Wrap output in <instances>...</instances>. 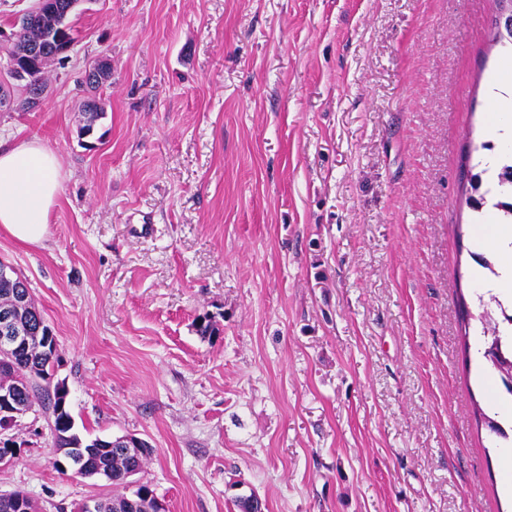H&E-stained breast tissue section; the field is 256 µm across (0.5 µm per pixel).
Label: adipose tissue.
Wrapping results in <instances>:
<instances>
[{
    "instance_id": "ef3b65f1",
    "label": "adipose tissue",
    "mask_w": 512,
    "mask_h": 512,
    "mask_svg": "<svg viewBox=\"0 0 512 512\" xmlns=\"http://www.w3.org/2000/svg\"><path fill=\"white\" fill-rule=\"evenodd\" d=\"M57 155L35 140L0 146V229L35 245L48 234V216L60 191Z\"/></svg>"
}]
</instances>
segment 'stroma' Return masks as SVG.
<instances>
[{
  "label": "stroma",
  "instance_id": "obj_1",
  "mask_svg": "<svg viewBox=\"0 0 512 512\" xmlns=\"http://www.w3.org/2000/svg\"><path fill=\"white\" fill-rule=\"evenodd\" d=\"M495 0H81L76 42L0 141L60 162L49 233L0 231L58 344L76 428L136 437L167 512H512V402L482 358L466 203L486 90L512 75ZM112 74L81 134L85 65ZM152 234L140 233L141 224ZM210 316L215 333L196 322ZM0 493L61 475L49 415L11 430Z\"/></svg>",
  "mask_w": 512,
  "mask_h": 512
}]
</instances>
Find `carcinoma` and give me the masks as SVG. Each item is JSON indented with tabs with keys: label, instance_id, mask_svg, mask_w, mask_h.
Instances as JSON below:
<instances>
[{
	"label": "carcinoma",
	"instance_id": "cac0c4a2",
	"mask_svg": "<svg viewBox=\"0 0 512 512\" xmlns=\"http://www.w3.org/2000/svg\"><path fill=\"white\" fill-rule=\"evenodd\" d=\"M56 20L52 16H38L25 25L19 26L15 33V40L21 46L45 43L55 30ZM86 123L81 132L89 134L93 131L95 122L104 115V110L98 104H85ZM498 185L493 188H483L482 174L472 175L470 181L471 195L467 204L475 211L482 210L489 205L495 194L509 197V201L492 204L505 221L512 222V166L497 173ZM28 291L26 282L18 276L6 278L0 275V313L8 310L13 313L16 323L29 336V345L15 355L13 373L21 378L19 386L15 389L14 402L18 406L26 407L39 404L50 411L56 430L61 434L55 444L60 457H73V465L80 474H96L112 481L116 487L127 488L124 474L130 468H144L151 448L143 449L137 456H128L112 447V441L99 437L91 438L83 435L75 428L74 420L68 406L61 405V398L57 394L56 386L51 384V369L55 362L51 344L55 342V335L47 324L42 312L29 301L27 306L15 309L12 300L19 292ZM483 336L488 343H500L503 328L501 323L484 313L480 317ZM507 362L500 363L495 369L498 373L504 390L512 396V356H506ZM155 492L147 482L141 484L136 494H114L112 497L100 498L99 512H152Z\"/></svg>",
	"mask_w": 512,
	"mask_h": 512
}]
</instances>
